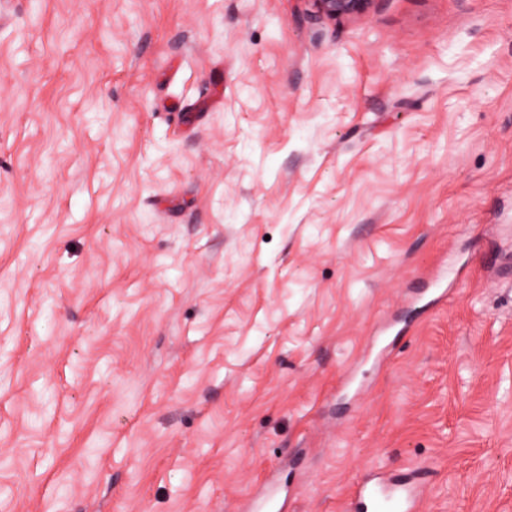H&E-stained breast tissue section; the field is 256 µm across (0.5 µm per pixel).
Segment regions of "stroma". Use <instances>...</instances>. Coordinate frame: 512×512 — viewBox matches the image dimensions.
<instances>
[{"label":"stroma","instance_id":"1","mask_svg":"<svg viewBox=\"0 0 512 512\" xmlns=\"http://www.w3.org/2000/svg\"><path fill=\"white\" fill-rule=\"evenodd\" d=\"M376 465L512 512V0H0V512ZM318 16L334 19L360 17L368 14L374 0H311Z\"/></svg>","mask_w":512,"mask_h":512}]
</instances>
